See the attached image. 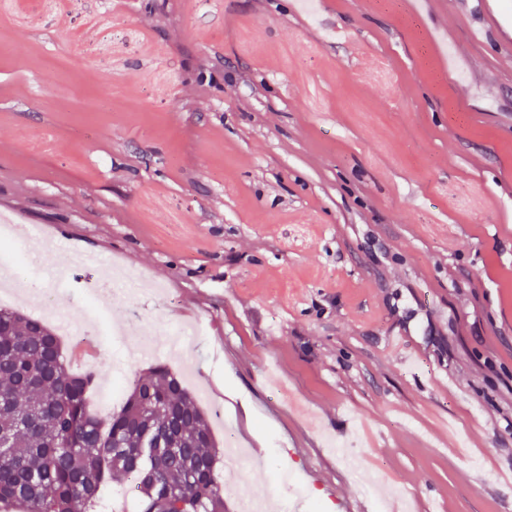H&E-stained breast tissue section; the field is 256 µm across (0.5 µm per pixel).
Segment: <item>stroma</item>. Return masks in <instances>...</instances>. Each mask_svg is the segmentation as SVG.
I'll list each match as a JSON object with an SVG mask.
<instances>
[{
  "label": "stroma",
  "mask_w": 512,
  "mask_h": 512,
  "mask_svg": "<svg viewBox=\"0 0 512 512\" xmlns=\"http://www.w3.org/2000/svg\"><path fill=\"white\" fill-rule=\"evenodd\" d=\"M462 2L0 0V214L142 274L71 367L205 392L224 512H512V0Z\"/></svg>",
  "instance_id": "stroma-1"
}]
</instances>
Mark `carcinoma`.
<instances>
[{
  "mask_svg": "<svg viewBox=\"0 0 512 512\" xmlns=\"http://www.w3.org/2000/svg\"><path fill=\"white\" fill-rule=\"evenodd\" d=\"M0 324V512H88L117 477L133 483L136 512H224V449L177 374L149 368L103 418L88 403L94 370H71L54 327L1 306ZM140 425L165 444L138 459Z\"/></svg>",
  "mask_w": 512,
  "mask_h": 512,
  "instance_id": "carcinoma-1",
  "label": "carcinoma"
}]
</instances>
